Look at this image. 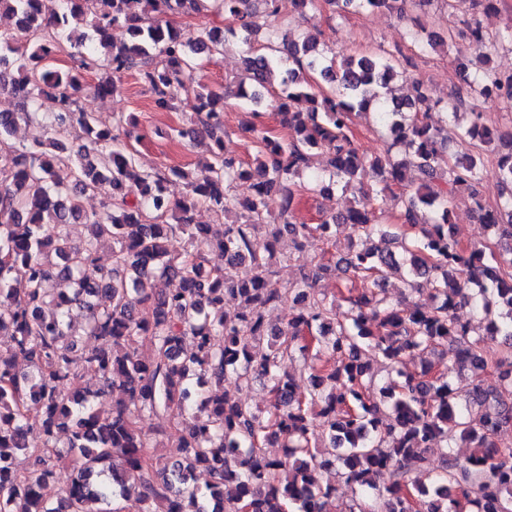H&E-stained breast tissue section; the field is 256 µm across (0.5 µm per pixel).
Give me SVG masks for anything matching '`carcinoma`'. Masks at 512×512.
<instances>
[{"label":"carcinoma","instance_id":"cac0c4a2","mask_svg":"<svg viewBox=\"0 0 512 512\" xmlns=\"http://www.w3.org/2000/svg\"><path fill=\"white\" fill-rule=\"evenodd\" d=\"M209 1L245 33L242 64L254 84L263 88L280 73L276 110L288 140L257 133L253 172L224 153V93L194 86L193 56L222 51L224 31L204 23L186 32L159 19L188 3L200 12ZM87 2L0 0V15L17 19V27L0 31V88L9 79L20 98L18 111L0 112V152L10 160L0 169V336L8 337L0 342V512H117L106 509L115 500L128 512H329L336 488L322 477L336 466L352 491L345 512H459L463 505L512 512V448L495 441L512 428V196L487 206L481 177L494 156L503 184L512 186V133L487 126L472 106L460 133L467 151L445 159L449 140L432 112L438 101L408 75L401 51L380 47L338 60L314 36L290 41L276 29L270 38L281 37L282 47L250 46L248 18L259 4L277 15L276 0H96L92 45L73 26ZM325 2L341 12L403 13L408 0ZM114 27L128 33L119 47ZM422 29L412 35L422 52L455 39L449 29L423 40ZM469 40L482 66L466 75L467 94L511 106L512 75L489 67L501 37L476 24ZM65 41L79 65L40 66ZM100 57L104 73L84 85ZM134 68L156 108L190 105L192 127L178 135L213 142V162L198 172H142L124 120L101 127L76 108L74 91L110 95ZM397 80L410 84L404 101L390 97ZM44 94L54 95L57 111L34 109ZM367 113L391 132L382 155H365L354 138L355 116ZM33 120L47 140L14 146L18 125ZM76 125L85 134L77 148L67 138ZM313 149L328 154L325 176L308 173ZM62 168L70 181L58 174ZM170 176L189 192L169 205L160 194ZM253 177L246 195L230 192L233 181ZM299 187L323 194L335 187L352 201L339 219L296 223ZM98 190L101 209L85 210L83 196ZM461 192L494 242L477 247L458 238L451 203ZM272 194L281 198L273 223L266 219ZM388 198L399 210L397 231L370 223L371 208ZM201 203L235 220L214 234L193 223ZM76 222L91 229L82 244L70 237ZM342 224L370 246L340 258L324 249L299 281L279 284L277 267L289 260L281 241L327 247ZM258 234L267 241L262 252L253 248ZM105 241L110 267L98 264ZM210 250L224 254V267L207 266ZM340 263L354 285L330 297L317 284ZM394 275L406 294L431 303L390 299L385 284ZM173 278L182 288L163 287ZM284 298L297 314L277 327L268 311ZM460 303L485 322L484 333L456 317ZM75 308L81 334L71 323ZM86 336L93 345H84ZM144 338L154 347L148 359L138 353ZM450 349L473 374L459 389L444 371L403 368L415 354ZM366 351L388 366L386 384L376 383ZM18 357L29 369L16 365ZM488 367L500 381L495 394L478 380ZM88 374L101 391L122 394L106 414L79 388ZM230 377L239 393L263 383L266 410L229 397ZM169 410L178 412L165 431L179 451L173 461L151 451L155 444L139 425L144 415ZM35 430L40 448L29 439ZM60 434L65 450L56 447ZM272 443L286 448L283 457L266 455ZM463 445L476 452L459 458L454 449ZM434 449L443 456L438 470L429 468ZM68 460L77 473L50 501L43 485ZM202 468L209 482L200 485Z\"/></svg>","mask_w":512,"mask_h":512}]
</instances>
